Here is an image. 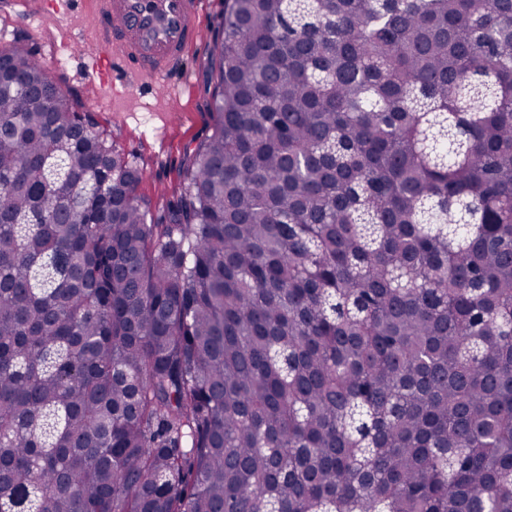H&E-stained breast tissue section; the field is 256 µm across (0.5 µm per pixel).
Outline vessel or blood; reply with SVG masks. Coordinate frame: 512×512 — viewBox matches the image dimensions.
<instances>
[{"mask_svg":"<svg viewBox=\"0 0 512 512\" xmlns=\"http://www.w3.org/2000/svg\"><path fill=\"white\" fill-rule=\"evenodd\" d=\"M200 0H86L79 30L96 52L83 78L128 100L181 73L201 38Z\"/></svg>","mask_w":512,"mask_h":512,"instance_id":"vessel-or-blood-1","label":"vessel or blood"}]
</instances>
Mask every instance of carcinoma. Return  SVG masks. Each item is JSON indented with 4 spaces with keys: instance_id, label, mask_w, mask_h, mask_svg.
Masks as SVG:
<instances>
[{
    "instance_id": "carcinoma-1",
    "label": "carcinoma",
    "mask_w": 512,
    "mask_h": 512,
    "mask_svg": "<svg viewBox=\"0 0 512 512\" xmlns=\"http://www.w3.org/2000/svg\"><path fill=\"white\" fill-rule=\"evenodd\" d=\"M1 55L0 512H512V0H224L158 208Z\"/></svg>"
}]
</instances>
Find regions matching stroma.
I'll list each match as a JSON object with an SVG mask.
<instances>
[{"instance_id":"stroma-1","label":"stroma","mask_w":512,"mask_h":512,"mask_svg":"<svg viewBox=\"0 0 512 512\" xmlns=\"http://www.w3.org/2000/svg\"><path fill=\"white\" fill-rule=\"evenodd\" d=\"M41 0H12L6 13H0V30L9 39H21L32 50L59 52L66 65L54 69L52 76L84 110L93 112L100 127L109 132L129 158L144 171L137 193L154 205L172 199L180 188L183 168L188 163V150L208 132L211 124L212 86L206 62L211 39L222 33L224 0H202L200 22L207 41L192 49L184 63L186 82L177 97L164 95L145 97L129 102L121 112L111 104L101 103L93 90L85 85L81 70L94 46L75 40L65 47L40 44V31L49 30L56 39H63L70 19L41 9Z\"/></svg>"}]
</instances>
